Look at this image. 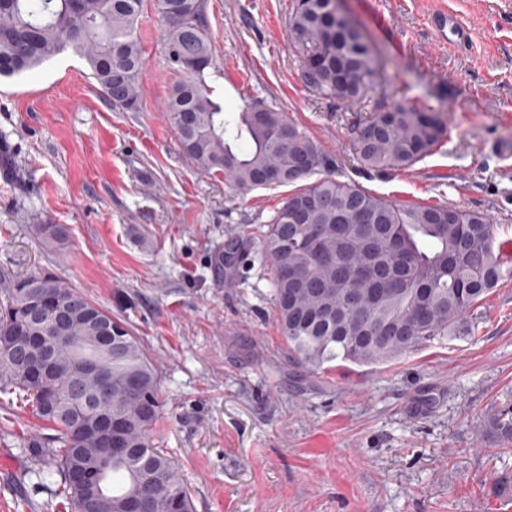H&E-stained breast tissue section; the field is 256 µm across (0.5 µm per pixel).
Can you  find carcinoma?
Here are the masks:
<instances>
[{
    "instance_id": "cac0c4a2",
    "label": "carcinoma",
    "mask_w": 512,
    "mask_h": 512,
    "mask_svg": "<svg viewBox=\"0 0 512 512\" xmlns=\"http://www.w3.org/2000/svg\"><path fill=\"white\" fill-rule=\"evenodd\" d=\"M144 0H0V76L29 72L71 49L112 104L139 106L145 61L137 36ZM166 23L165 57L179 77L167 110L185 155L200 171L224 175L237 190L314 178L290 195L268 224L262 260L269 263L276 321L288 355L310 373L341 361L388 362L422 345L468 331L467 317L512 268L494 225L478 211L451 205L410 206L336 179L330 160L301 127L261 100L234 119L211 98L206 70L213 56L203 0H154ZM289 38L307 85L319 97L359 103L374 87L376 55L364 34L336 13L333 0H295ZM447 129L435 113L402 98L372 113L355 138L358 160L372 170L409 168L430 154ZM47 247L66 231L35 224ZM49 305L75 302L68 335L99 360L101 375L83 372L66 345L53 347L61 406L44 409L41 389L19 361L20 344L41 336L26 322L33 295ZM122 331L112 351L92 341L98 323ZM0 393L26 394L40 428L21 439L36 462L37 487L63 496L71 512H195L175 463L153 446L163 408L160 377L125 320L41 271L0 278ZM98 478L84 494L75 478Z\"/></svg>"
}]
</instances>
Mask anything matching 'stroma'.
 I'll list each match as a JSON object with an SVG mask.
<instances>
[{
    "label": "stroma",
    "instance_id": "1",
    "mask_svg": "<svg viewBox=\"0 0 512 512\" xmlns=\"http://www.w3.org/2000/svg\"><path fill=\"white\" fill-rule=\"evenodd\" d=\"M293 2L205 0L207 83L225 112L263 100L335 160L338 180L483 212L512 240V160L496 154L512 141V0H340L381 67L356 106L306 84L288 38ZM444 8L470 41L440 42L428 19ZM165 32L144 0L133 112L112 106L70 51L0 78V133L24 172L20 185L0 175V275L54 271L131 324L161 379L154 445L177 463L196 512H512V278L469 317L471 334L383 365L299 368L260 254L292 189L237 191L185 158L166 110ZM403 97L433 109L447 135L412 167L364 171L359 127ZM35 224L63 226L66 249L43 248ZM234 239L229 284L210 261ZM38 425L31 406L0 394V471L18 482L0 512H64L17 446Z\"/></svg>",
    "mask_w": 512,
    "mask_h": 512
}]
</instances>
